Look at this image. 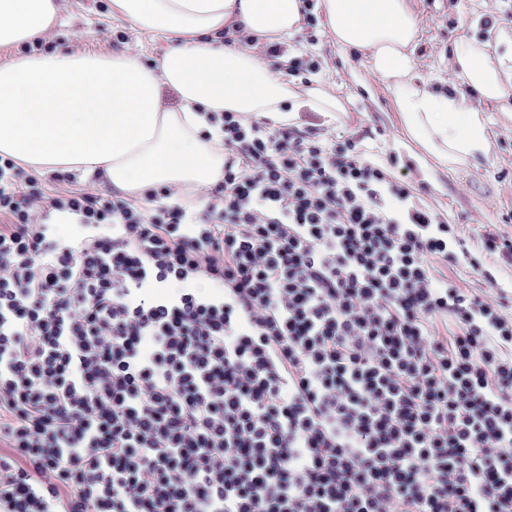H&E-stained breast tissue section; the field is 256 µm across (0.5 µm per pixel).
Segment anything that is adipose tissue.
<instances>
[{"label": "adipose tissue", "mask_w": 512, "mask_h": 512, "mask_svg": "<svg viewBox=\"0 0 512 512\" xmlns=\"http://www.w3.org/2000/svg\"><path fill=\"white\" fill-rule=\"evenodd\" d=\"M302 0H112L113 15L164 34L158 64L124 51L20 54L0 65V155L29 170L96 176L124 196L163 186L198 188L224 178V146L206 138L209 112L285 120L289 107L330 117L343 103L313 87L297 93L266 60L256 37L301 28ZM333 43L361 54L385 81L406 131L445 167L488 156L484 104L507 94L512 73L487 43L464 38L448 60V90L415 74L417 22L406 0H321ZM59 0H0V47L47 37ZM245 41L214 43L225 27ZM468 86L479 104L459 91ZM177 95L167 104L164 89Z\"/></svg>", "instance_id": "1"}]
</instances>
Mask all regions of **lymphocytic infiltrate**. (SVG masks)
I'll return each mask as SVG.
<instances>
[{"label":"lymphocytic infiltrate","mask_w":512,"mask_h":512,"mask_svg":"<svg viewBox=\"0 0 512 512\" xmlns=\"http://www.w3.org/2000/svg\"><path fill=\"white\" fill-rule=\"evenodd\" d=\"M208 122L197 213L0 156V512H512V240L356 139ZM486 264L494 273L499 288H503L504 294L507 296L506 306L503 309L504 313L508 316L512 315V267L509 265L501 264L497 261L496 257L486 258ZM433 274L438 279H448L454 281L460 288L470 289L476 293L487 291L488 285L482 277L473 273L469 268L462 264L446 263L442 260H432Z\"/></svg>","instance_id":"lymphocytic-infiltrate-1"}]
</instances>
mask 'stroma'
<instances>
[{
  "label": "stroma",
  "instance_id": "obj_1",
  "mask_svg": "<svg viewBox=\"0 0 512 512\" xmlns=\"http://www.w3.org/2000/svg\"><path fill=\"white\" fill-rule=\"evenodd\" d=\"M407 5L422 30L415 49L417 73L437 89L448 88V49L458 36L484 37L489 29L501 30L508 40L498 54L512 57V0H407ZM488 18L493 27H485ZM50 38L62 51L127 50L147 62L159 57L166 45L163 36L113 17L110 0H66ZM289 42L321 64L308 81L293 79L294 89L300 92L305 84L318 83L346 106L331 118L302 109L295 121L298 128L313 123L325 138L360 139L370 160L393 163L395 172L408 175L416 187L414 205L455 224L472 253H481L488 230L512 240V94L501 106L488 109L489 159L448 170L409 136L385 86L370 76L361 57L333 44L325 24L301 31Z\"/></svg>",
  "mask_w": 512,
  "mask_h": 512
}]
</instances>
